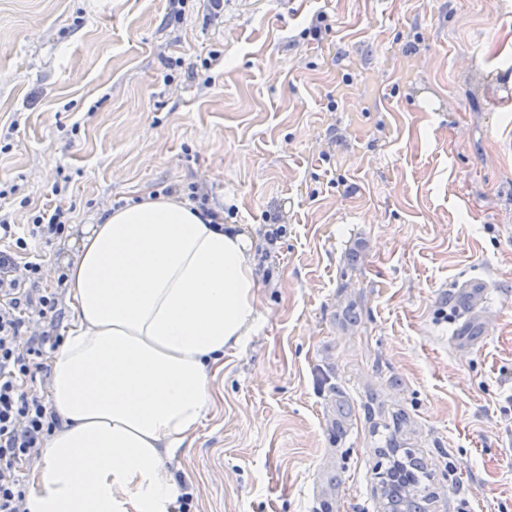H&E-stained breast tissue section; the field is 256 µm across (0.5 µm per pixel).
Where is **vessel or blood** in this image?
Listing matches in <instances>:
<instances>
[{
	"label": "vessel or blood",
	"mask_w": 512,
	"mask_h": 512,
	"mask_svg": "<svg viewBox=\"0 0 512 512\" xmlns=\"http://www.w3.org/2000/svg\"><path fill=\"white\" fill-rule=\"evenodd\" d=\"M449 304L455 315V344L471 348L477 345L476 331L483 324L482 312L491 305V289L482 278H472L450 294Z\"/></svg>",
	"instance_id": "1"
}]
</instances>
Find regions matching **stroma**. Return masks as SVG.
Instances as JSON below:
<instances>
[{"label":"stroma","mask_w":512,"mask_h":512,"mask_svg":"<svg viewBox=\"0 0 512 512\" xmlns=\"http://www.w3.org/2000/svg\"><path fill=\"white\" fill-rule=\"evenodd\" d=\"M209 11L0 0L15 223L70 209L42 249L51 270L103 210L196 184L256 237V333L225 353L214 409L167 464L192 512H381L399 412L427 512H512V0ZM212 51L210 83L189 80ZM476 275L493 310L457 350L448 292Z\"/></svg>","instance_id":"stroma-1"}]
</instances>
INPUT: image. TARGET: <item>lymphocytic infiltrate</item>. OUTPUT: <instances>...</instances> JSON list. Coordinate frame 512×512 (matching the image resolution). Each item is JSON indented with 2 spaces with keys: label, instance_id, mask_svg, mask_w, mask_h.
I'll list each match as a JSON object with an SVG mask.
<instances>
[{
  "label": "lymphocytic infiltrate",
  "instance_id": "f902f5d3",
  "mask_svg": "<svg viewBox=\"0 0 512 512\" xmlns=\"http://www.w3.org/2000/svg\"><path fill=\"white\" fill-rule=\"evenodd\" d=\"M67 220L59 206L39 209L24 227L11 213L0 214V512H25L22 470L40 458L59 425L34 382L48 370L46 348L60 342L56 328L68 275L56 269L54 287H45L44 261L27 251L30 240L50 244L62 237Z\"/></svg>",
  "mask_w": 512,
  "mask_h": 512
}]
</instances>
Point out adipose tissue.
Here are the masks:
<instances>
[{"label":"adipose tissue","instance_id":"ef3b65f1","mask_svg":"<svg viewBox=\"0 0 512 512\" xmlns=\"http://www.w3.org/2000/svg\"><path fill=\"white\" fill-rule=\"evenodd\" d=\"M72 317L49 361L60 419L29 512H174L172 460L212 405L224 354L256 331L244 228L178 195L104 212L73 238Z\"/></svg>","mask_w":512,"mask_h":512}]
</instances>
